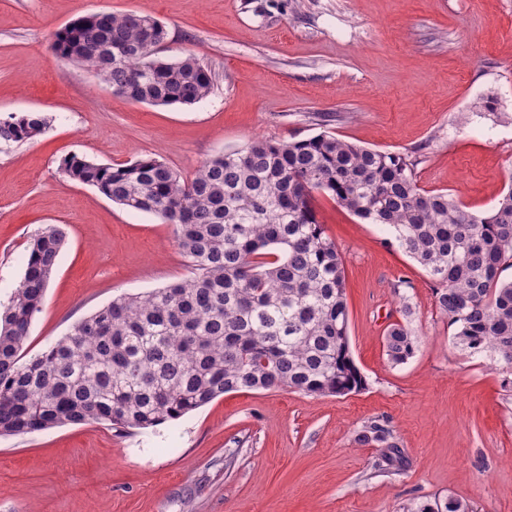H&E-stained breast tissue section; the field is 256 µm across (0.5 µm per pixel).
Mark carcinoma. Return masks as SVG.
Listing matches in <instances>:
<instances>
[{
  "mask_svg": "<svg viewBox=\"0 0 512 512\" xmlns=\"http://www.w3.org/2000/svg\"><path fill=\"white\" fill-rule=\"evenodd\" d=\"M166 39L149 15L94 13L56 31L52 48L94 68L114 94L192 106L210 94L211 73L192 54L155 57L152 48ZM49 126L42 112L11 113L0 119V143L26 142ZM62 169L113 203L174 225L191 276L113 299L28 359L32 321L66 241L57 224L36 234L0 315V436L80 423L148 428L242 390L343 396L364 389L349 347L344 264L317 218V193L393 229L437 285L436 307L456 328V344L492 356L512 392V280L501 278L512 267V190L477 214L446 192L421 189L405 157L322 133L255 140L214 156L189 179L154 157L112 165L71 155ZM401 315L384 337L395 365L419 345L412 307L403 304ZM357 441L385 449V466L400 468L402 452L383 421L367 422ZM406 512L473 507L437 497Z\"/></svg>",
  "mask_w": 512,
  "mask_h": 512,
  "instance_id": "cac0c4a2",
  "label": "carcinoma"
}]
</instances>
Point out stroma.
<instances>
[{
	"label": "stroma",
	"mask_w": 512,
	"mask_h": 512,
	"mask_svg": "<svg viewBox=\"0 0 512 512\" xmlns=\"http://www.w3.org/2000/svg\"><path fill=\"white\" fill-rule=\"evenodd\" d=\"M140 12L168 37L159 55H195L213 88L191 107L113 94L61 61L51 36L93 12ZM39 111L50 129L0 144V306L29 240L49 224L66 243L28 341L38 353L112 298L189 273L173 225L112 204L61 160L153 156L193 177L215 155L327 133L400 154L420 188L476 213L512 188V0H0V116ZM341 254L352 357L365 389L225 394L177 420L119 431L70 424L0 437V512H405L461 497L512 512V394L468 356L425 271L383 226L316 195ZM420 344L392 364L387 327L402 304ZM384 420L401 470L358 444Z\"/></svg>",
	"instance_id": "35a3bbf8"
}]
</instances>
